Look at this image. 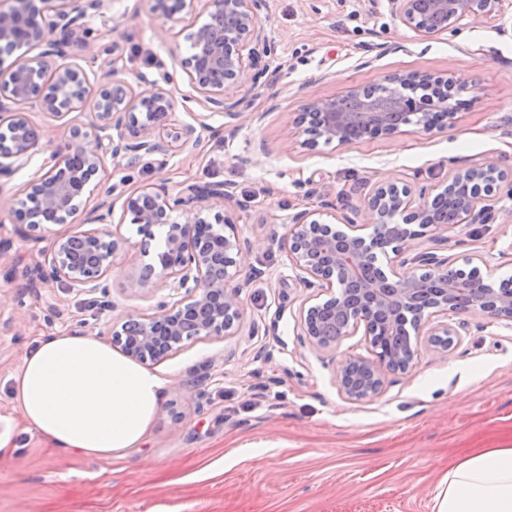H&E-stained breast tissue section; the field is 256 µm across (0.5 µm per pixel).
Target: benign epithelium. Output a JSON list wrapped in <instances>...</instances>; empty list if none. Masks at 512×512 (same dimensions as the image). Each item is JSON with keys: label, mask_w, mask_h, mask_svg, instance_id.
<instances>
[{"label": "benign epithelium", "mask_w": 512, "mask_h": 512, "mask_svg": "<svg viewBox=\"0 0 512 512\" xmlns=\"http://www.w3.org/2000/svg\"><path fill=\"white\" fill-rule=\"evenodd\" d=\"M196 0H154L152 10L172 21L195 10ZM390 14L405 28L428 39L467 20L478 23L503 14L505 0H386ZM265 0H206L211 17L224 19L217 31L208 24L199 26L191 38L205 49L199 59L182 61L195 100L208 108L224 110L228 131L235 132L251 118L244 106L245 97L233 99V89L246 93L273 82L266 61L271 47L260 23ZM106 0H0V56L10 54L19 43L37 50L0 67V125L7 126L11 137L0 141V178H9L26 167L35 154L39 135L24 105L37 103L48 114L61 117L64 112L83 106L89 92H95L93 115L88 125L73 129L65 145L46 162L48 170L34 176L26 186V198L52 217L54 224L73 221L78 212L75 201L109 156L135 160L147 155L194 153L200 142L198 130L209 129V115L199 112L194 123L174 127L169 123L175 106L167 85L172 76L165 71L153 81L154 91L134 95L128 83L114 78L112 70L92 87L77 66L58 67L44 80L47 59L65 55L64 41L45 38L43 16L48 27L60 30L67 38H77L90 46L92 31L87 21L101 11ZM457 80L446 75H389L383 84L370 91L352 87L341 97L319 98L307 103L299 113L297 125L311 120L319 123L321 138L327 143L350 144L354 140L356 115L341 105L351 102L364 110L362 116L372 125L375 137H390L405 125L422 131L446 130L453 126L456 112L448 93ZM443 112L442 122L433 113ZM505 181L503 170L493 159L459 170L448 184L415 189L409 184H382L365 198L363 206L350 207V214L337 216L330 206L307 207L289 217L280 245L287 249L299 279L307 289L317 290L318 302L306 299L300 308L302 340L322 352H332L350 336L363 332L371 358H351L342 363L335 379L339 390L352 401H361L381 391L391 374H405L417 352V341L383 348L375 339L368 310L360 302L387 307L411 304L419 292L417 276L406 266L424 267L427 272L448 274V257L438 246L448 242V225L436 223L433 203L455 184L484 183L490 192L461 198L456 207V224H492L503 213L491 191ZM119 221H114L115 201L105 199L95 209V226L80 228L55 240L49 254L34 267L35 279L43 284L65 281L72 288L90 293L108 292V277L122 256L128 239L118 231H104L100 224L139 225L151 235L155 226L167 227L165 248L158 256L159 266L146 264L128 276L127 289L150 290L160 284L175 296L160 298L149 316H132L112 331L113 344L129 359L145 364L168 357L185 344L211 336H233L244 320L242 293L249 279L239 278L243 254L252 242L236 231L239 216L224 213L234 202L231 183L205 186L188 184L177 194L155 188H142L121 194ZM214 212L217 223L227 231L213 241L209 224L201 214ZM175 212L183 214V223L171 220ZM342 224L338 229L335 224ZM414 224H429L443 235L436 246L421 249L419 234L409 231ZM389 230L400 233L394 253L400 257L401 271L387 282L362 277L361 263L371 251L378 235ZM475 292L468 306H460L458 289L448 286L441 300L415 313L414 335L427 334L435 347L446 350L436 337L458 336V329L443 321L469 310L478 311L495 321L512 322V295H500L483 278L472 283Z\"/></svg>", "instance_id": "obj_1"}]
</instances>
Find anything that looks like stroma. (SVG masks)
Instances as JSON below:
<instances>
[{"label": "stroma", "instance_id": "35a3bbf8", "mask_svg": "<svg viewBox=\"0 0 512 512\" xmlns=\"http://www.w3.org/2000/svg\"><path fill=\"white\" fill-rule=\"evenodd\" d=\"M159 18L152 0H109L88 26L94 49L68 47L60 63L79 65L89 79L112 63L140 95L152 90L159 64L174 75L171 121L192 122L199 106L180 63L191 54L192 26ZM260 21L270 41L277 81L249 98L254 120L225 132L222 112L191 156H148L134 165L105 159L78 199L79 218L111 190L144 186L176 193L188 183L228 182L247 207L237 230L248 238L237 335L186 344L154 369L168 385L147 443L112 461L66 454L28 430L10 402V380L26 350L62 332L110 340L128 316L154 312L153 294L124 291L127 276L155 262L157 239L123 224L127 251L112 271L107 303L53 283L27 285L36 261L70 224L23 238L0 209V417L10 419L15 448L0 454V512H433L450 464L480 448L512 446V326L467 311L456 346L421 342L409 375L389 378L362 401L338 389L335 368L368 356L362 336L336 354L300 342L299 308L307 291L280 246L288 218L320 204H358L360 191L410 178L427 186L455 171L495 159L512 174V6L503 17L421 41L386 5L363 0H266ZM397 72L440 73L466 86L472 104L445 132L407 126L390 138L301 149L294 120L308 100L336 97L353 86L383 83ZM93 101L61 118L27 109L40 130L38 151L11 179L0 202L25 197V185L85 123ZM453 267L478 268L493 281L512 278V219L449 228Z\"/></svg>", "mask_w": 512, "mask_h": 512}]
</instances>
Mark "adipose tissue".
<instances>
[{"label": "adipose tissue", "mask_w": 512, "mask_h": 512, "mask_svg": "<svg viewBox=\"0 0 512 512\" xmlns=\"http://www.w3.org/2000/svg\"><path fill=\"white\" fill-rule=\"evenodd\" d=\"M165 386L106 342L61 333L26 352L11 401L61 451L109 460L145 444ZM435 500V512H512V447L449 466Z\"/></svg>", "instance_id": "ef3b65f1"}]
</instances>
